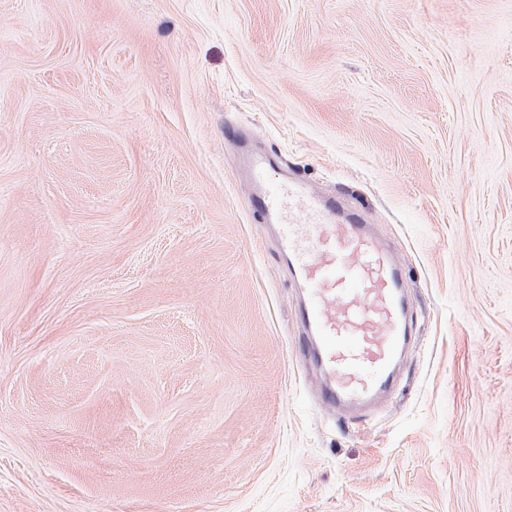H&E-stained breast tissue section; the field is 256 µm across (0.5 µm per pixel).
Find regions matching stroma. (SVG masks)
Returning <instances> with one entry per match:
<instances>
[{
    "mask_svg": "<svg viewBox=\"0 0 512 512\" xmlns=\"http://www.w3.org/2000/svg\"><path fill=\"white\" fill-rule=\"evenodd\" d=\"M240 133L404 265L360 419ZM0 512H512V0H0Z\"/></svg>",
    "mask_w": 512,
    "mask_h": 512,
    "instance_id": "1",
    "label": "stroma"
}]
</instances>
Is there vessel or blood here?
<instances>
[{
	"label": "vessel or blood",
	"instance_id": "obj_1",
	"mask_svg": "<svg viewBox=\"0 0 512 512\" xmlns=\"http://www.w3.org/2000/svg\"><path fill=\"white\" fill-rule=\"evenodd\" d=\"M251 202L276 225L303 294L304 354L330 408L359 410L395 385L409 340L402 264L363 224L299 181H274L261 153L247 157Z\"/></svg>",
	"mask_w": 512,
	"mask_h": 512
}]
</instances>
